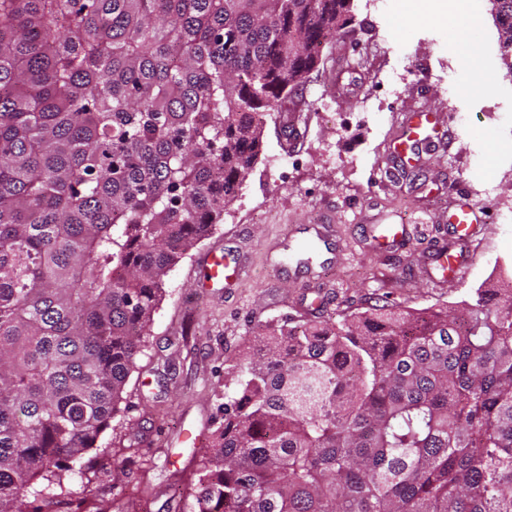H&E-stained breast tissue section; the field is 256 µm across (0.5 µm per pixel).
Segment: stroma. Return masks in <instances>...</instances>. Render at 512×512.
Returning <instances> with one entry per match:
<instances>
[{
    "instance_id": "obj_1",
    "label": "stroma",
    "mask_w": 512,
    "mask_h": 512,
    "mask_svg": "<svg viewBox=\"0 0 512 512\" xmlns=\"http://www.w3.org/2000/svg\"><path fill=\"white\" fill-rule=\"evenodd\" d=\"M341 38L322 50L283 111L301 114L296 133L267 125L257 165L213 232L171 269L124 400L85 477L66 486L81 503L84 486L124 512H192L204 455L179 448L187 428L216 430L224 401V360L258 326L341 317L375 305L421 309L474 296L496 268L512 270V223L477 227V252L461 275L434 284L422 260L448 240V213L468 198L494 210L512 208V74L501 59L488 0H353ZM487 76L494 93L466 83L467 69ZM437 120L416 156L395 149L403 113ZM329 215L340 251L319 280L274 276L268 250L284 232ZM409 227L400 250L375 248L371 225ZM248 266L242 283L200 288L198 262L214 246ZM124 470L101 468L103 456ZM180 501H173L174 493Z\"/></svg>"
}]
</instances>
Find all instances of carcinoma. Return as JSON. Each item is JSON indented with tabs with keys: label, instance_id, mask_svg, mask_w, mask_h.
<instances>
[{
	"label": "carcinoma",
	"instance_id": "cac0c4a2",
	"mask_svg": "<svg viewBox=\"0 0 512 512\" xmlns=\"http://www.w3.org/2000/svg\"><path fill=\"white\" fill-rule=\"evenodd\" d=\"M350 3L0 0V512L84 475L170 268ZM225 363L194 512H512V276L264 325Z\"/></svg>",
	"mask_w": 512,
	"mask_h": 512
}]
</instances>
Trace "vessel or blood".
Segmentation results:
<instances>
[{
  "label": "vessel or blood",
  "mask_w": 512,
  "mask_h": 512,
  "mask_svg": "<svg viewBox=\"0 0 512 512\" xmlns=\"http://www.w3.org/2000/svg\"><path fill=\"white\" fill-rule=\"evenodd\" d=\"M432 118L424 112L408 113L403 132L397 144L401 153L411 156L425 139L430 130ZM495 220L490 207L463 205L453 210L448 216L450 241L448 245L438 247L430 256L432 274L444 277L456 276L458 271L470 265L475 257V238L472 230L474 224H490ZM405 234L401 224H378L373 228V241L382 249L397 245ZM332 241V223L323 220L305 225L299 239L290 240L283 246V253L273 259L274 273L286 274L295 278L311 273L314 267L312 255L319 248L330 246ZM203 287L232 285L242 280L247 272L245 262L225 251L214 247L200 260Z\"/></svg>",
  "instance_id": "vessel-or-blood-1"
}]
</instances>
